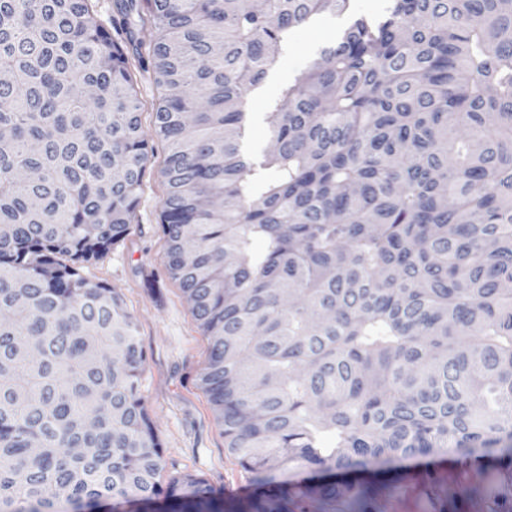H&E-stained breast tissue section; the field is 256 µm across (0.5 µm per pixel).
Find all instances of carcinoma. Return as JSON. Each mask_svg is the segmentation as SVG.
Here are the masks:
<instances>
[{"label": "carcinoma", "mask_w": 512, "mask_h": 512, "mask_svg": "<svg viewBox=\"0 0 512 512\" xmlns=\"http://www.w3.org/2000/svg\"><path fill=\"white\" fill-rule=\"evenodd\" d=\"M349 0H0V512H383L396 463L477 466L431 501L512 512V0H386L266 102ZM163 90L166 269L250 491L162 482L134 316L80 267L132 232ZM262 243V248L255 243ZM384 0H351L346 13L324 14L314 18L306 27L299 29L288 51L282 53L263 82L260 94H251V124L245 146L248 150L264 147L269 142L265 100L274 96L279 88L292 81L295 75L305 69L318 55L320 48L331 41L344 29L352 15L376 14Z\"/></svg>", "instance_id": "carcinoma-1"}]
</instances>
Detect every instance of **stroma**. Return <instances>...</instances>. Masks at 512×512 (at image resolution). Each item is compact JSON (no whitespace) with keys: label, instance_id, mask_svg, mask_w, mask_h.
<instances>
[{"label":"stroma","instance_id":"35a3bbf8","mask_svg":"<svg viewBox=\"0 0 512 512\" xmlns=\"http://www.w3.org/2000/svg\"><path fill=\"white\" fill-rule=\"evenodd\" d=\"M384 0H350L348 12L324 14L299 29L251 97V124L245 146L255 150L269 142L266 99L292 81L318 55L321 47L344 29L352 15L375 14ZM133 79L142 103V129L149 145L135 224L125 241L87 264L85 277L117 291L137 322L138 340L145 352L141 394L144 406L164 448L165 476L189 475L206 479L225 497L249 490L247 473L225 446L207 393L196 379L208 361L209 338L199 327L177 281L165 268L166 244L158 230L166 185L161 176L167 145L152 128V112L162 90L151 72L134 69Z\"/></svg>","mask_w":512,"mask_h":512}]
</instances>
